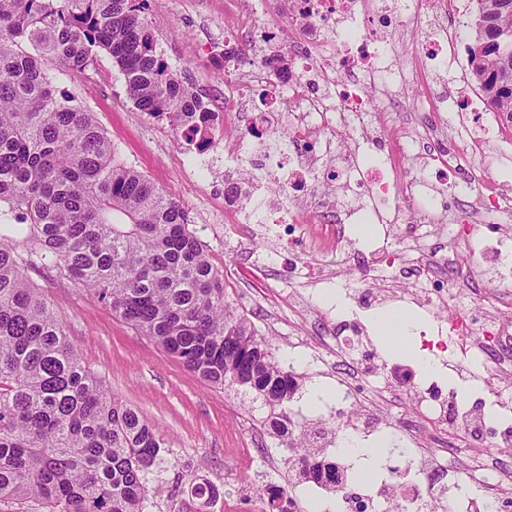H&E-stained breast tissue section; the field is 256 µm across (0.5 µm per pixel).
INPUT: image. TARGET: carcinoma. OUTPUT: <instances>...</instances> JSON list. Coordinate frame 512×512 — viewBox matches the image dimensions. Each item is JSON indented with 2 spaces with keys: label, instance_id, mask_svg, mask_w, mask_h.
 Masks as SVG:
<instances>
[{
  "label": "carcinoma",
  "instance_id": "obj_1",
  "mask_svg": "<svg viewBox=\"0 0 512 512\" xmlns=\"http://www.w3.org/2000/svg\"><path fill=\"white\" fill-rule=\"evenodd\" d=\"M147 2L0 0V499L33 496L47 512H144L162 442L83 365L25 274L35 266L89 291L204 381L253 389L280 409L278 445L304 443L282 409L295 376L228 311L224 274L185 210L118 160L46 65L73 73L107 53L138 109L207 147L219 115L157 51ZM475 2L471 75L512 124V0ZM302 472L329 483L336 467Z\"/></svg>",
  "mask_w": 512,
  "mask_h": 512
}]
</instances>
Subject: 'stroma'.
Segmentation results:
<instances>
[{"label": "stroma", "mask_w": 512, "mask_h": 512, "mask_svg": "<svg viewBox=\"0 0 512 512\" xmlns=\"http://www.w3.org/2000/svg\"><path fill=\"white\" fill-rule=\"evenodd\" d=\"M235 6L236 0H149L146 11L164 59L218 113L224 110L220 46ZM58 88L92 112L120 160L182 204L207 243L213 264L224 273L231 308L249 319L280 360H287L297 345L317 341L320 314H339L361 321L364 333L359 341L377 351L381 366L417 373L412 358L388 350L377 321L388 312L410 315L416 326L408 342L416 347L420 331L436 334L437 319L403 293L381 306L360 305L340 267L331 266L326 279L315 283L293 274L295 258L275 248L274 231L251 238L242 235L237 218L223 209V159L203 162L195 146L178 140L171 127L140 111L110 56L99 54L77 76H61ZM27 275L41 287L91 373L161 433L163 447L148 475L144 512H191L193 490L204 483L234 499L239 512H253L257 494L271 486L302 504L313 496L339 503L335 492L301 479L294 456L264 432L261 423L270 408L255 391L209 384L55 273L31 268ZM331 294L343 298V312L326 303ZM339 370L335 354L329 352L295 366L299 387L290 405L306 416L312 438L335 428L338 419L328 402L311 404L307 396L318 384L337 389ZM243 447L250 451L244 466L238 458Z\"/></svg>", "instance_id": "35a3bbf8"}]
</instances>
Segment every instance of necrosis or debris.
<instances>
[{"label": "necrosis or debris", "instance_id": "4bbe7bcc", "mask_svg": "<svg viewBox=\"0 0 512 512\" xmlns=\"http://www.w3.org/2000/svg\"><path fill=\"white\" fill-rule=\"evenodd\" d=\"M289 16L296 45L288 56L287 79H280L263 56L224 85L223 123L237 131L224 144L230 165L224 206L247 211L250 223L282 227L280 245L298 242L307 256L339 259L370 306L387 300L388 292L369 284L368 273L356 268V243L345 233L347 221L366 211L379 223L403 225L409 235L425 225L444 227L448 201L434 189L429 171L461 162L469 165L461 194L473 197L480 209L482 190L492 189L495 211L511 218L512 195L497 191L482 135L500 117L481 102L467 121L454 97L428 94L415 116L424 131L419 143L424 162L410 171L399 164L408 144L404 128L373 107L382 79L396 87L421 88L440 67L449 83L461 80L466 65L452 38L465 16L462 0H291ZM392 30L409 35L413 45L398 69L386 47ZM255 84L266 88L259 108L248 99ZM385 139L392 145L385 161H371L367 146ZM394 172L405 191L392 192ZM262 178L278 187V195L256 197ZM323 181L342 182L349 200L317 203ZM448 239L447 252L430 254L411 286L425 312L444 316L455 352L482 365L485 397L467 403L441 397L431 385L408 384L402 397L417 415L399 414L392 421L402 434L399 473L407 481L394 497L387 480L364 490L346 467H339L336 490L345 512H482L485 499L512 498L511 464L493 470L472 464L464 480L449 474L446 465L448 454L463 443L482 447L497 438L512 445V416L494 420L485 412L487 402L503 404L504 391L512 389V228L489 224L478 234L449 232ZM460 252L467 264L455 261ZM484 268L493 275L488 286L479 288L473 273ZM385 401L383 391L369 394L361 383L345 381L336 395V414L355 430L361 416Z\"/></svg>", "mask_w": 512, "mask_h": 512}]
</instances>
